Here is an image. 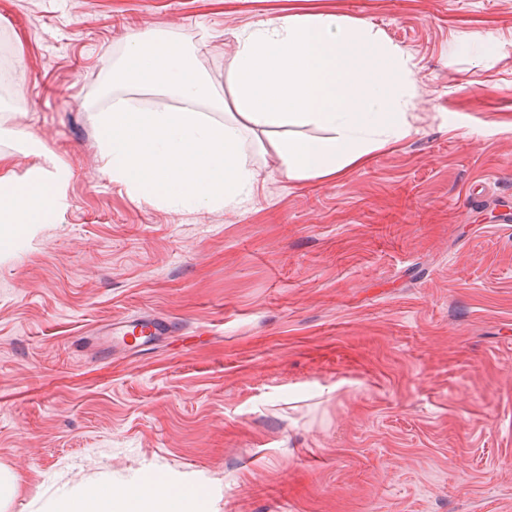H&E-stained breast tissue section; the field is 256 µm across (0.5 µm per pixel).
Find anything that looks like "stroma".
Wrapping results in <instances>:
<instances>
[{
	"mask_svg": "<svg viewBox=\"0 0 512 512\" xmlns=\"http://www.w3.org/2000/svg\"><path fill=\"white\" fill-rule=\"evenodd\" d=\"M371 25L410 58L408 136L334 181L259 173L236 210L131 195L95 122L153 27L228 94L235 31ZM493 54L452 58L460 42ZM0 153L72 171L0 243V463L13 512L102 474L195 480L211 512H512V0H0ZM166 326L113 347L112 319ZM20 489L18 472L4 464H0V511L9 512Z\"/></svg>",
	"mask_w": 512,
	"mask_h": 512,
	"instance_id": "35a3bbf8",
	"label": "stroma"
}]
</instances>
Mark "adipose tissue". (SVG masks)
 I'll list each match as a JSON object with an SVG mask.
<instances>
[{
  "instance_id": "adipose-tissue-1",
  "label": "adipose tissue",
  "mask_w": 512,
  "mask_h": 512,
  "mask_svg": "<svg viewBox=\"0 0 512 512\" xmlns=\"http://www.w3.org/2000/svg\"><path fill=\"white\" fill-rule=\"evenodd\" d=\"M230 96L215 94L194 52L150 28L128 39L112 69L120 96L96 116L102 170L150 202L186 210L252 199L257 173L244 131L267 141L291 180L333 181L410 131L409 59L381 32L333 12L287 13L234 34ZM130 92L176 99L138 109ZM0 154V237L57 223L71 177L53 156L24 179ZM42 512H205L196 487L171 479L104 476L49 501Z\"/></svg>"
}]
</instances>
